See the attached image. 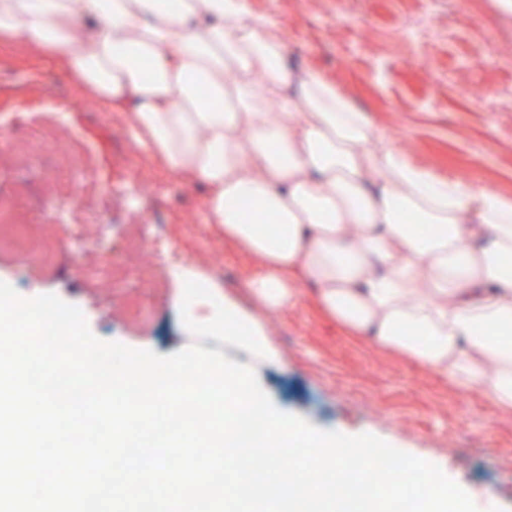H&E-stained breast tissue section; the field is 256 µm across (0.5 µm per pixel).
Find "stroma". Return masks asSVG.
<instances>
[{
    "instance_id": "35a3bbf8",
    "label": "stroma",
    "mask_w": 512,
    "mask_h": 512,
    "mask_svg": "<svg viewBox=\"0 0 512 512\" xmlns=\"http://www.w3.org/2000/svg\"><path fill=\"white\" fill-rule=\"evenodd\" d=\"M281 28L299 68L322 70L440 172L512 170V11L493 0H249ZM57 130L82 157L43 208L61 243L52 265L0 251V282L78 307L100 339L168 355L193 346L181 318L189 276L223 289L277 355L256 376L277 410L324 431L368 433L425 459L473 501L512 512V412L418 362L346 336L311 296L280 313L248 294L259 264L205 224L200 192L150 164L118 113L87 106L53 60L0 45V155ZM147 241L156 283L94 281Z\"/></svg>"
}]
</instances>
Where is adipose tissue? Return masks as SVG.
Segmentation results:
<instances>
[{"mask_svg": "<svg viewBox=\"0 0 512 512\" xmlns=\"http://www.w3.org/2000/svg\"><path fill=\"white\" fill-rule=\"evenodd\" d=\"M0 41L53 59L256 257L266 311L312 288L349 336L512 411V182L440 174L248 0H0Z\"/></svg>", "mask_w": 512, "mask_h": 512, "instance_id": "adipose-tissue-1", "label": "adipose tissue"}]
</instances>
